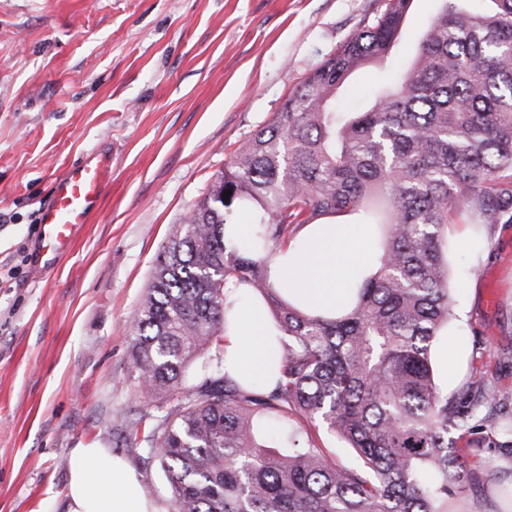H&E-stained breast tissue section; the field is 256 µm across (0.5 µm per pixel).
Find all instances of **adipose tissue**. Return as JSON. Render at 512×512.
Returning <instances> with one entry per match:
<instances>
[{"label": "adipose tissue", "instance_id": "obj_1", "mask_svg": "<svg viewBox=\"0 0 512 512\" xmlns=\"http://www.w3.org/2000/svg\"><path fill=\"white\" fill-rule=\"evenodd\" d=\"M378 233L369 224H310L270 263L282 292L311 313H341L357 284L373 270ZM224 371L241 385L274 387L282 349L265 303L237 297L224 326ZM66 491V512H159L147 500L136 473L108 448H75Z\"/></svg>", "mask_w": 512, "mask_h": 512}]
</instances>
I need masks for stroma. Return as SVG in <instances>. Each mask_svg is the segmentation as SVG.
I'll return each mask as SVG.
<instances>
[{
	"label": "stroma",
	"instance_id": "obj_1",
	"mask_svg": "<svg viewBox=\"0 0 512 512\" xmlns=\"http://www.w3.org/2000/svg\"><path fill=\"white\" fill-rule=\"evenodd\" d=\"M384 0H0V512H66L69 452L112 449L169 512L165 476L125 422L158 414L139 394L129 319L173 230L239 142L378 14ZM114 148L101 208L52 272L33 267L39 211L55 179ZM465 345L448 394L498 360L487 325L512 319V225L448 247ZM301 447L352 466V448L305 417ZM483 475L448 512H499Z\"/></svg>",
	"mask_w": 512,
	"mask_h": 512
}]
</instances>
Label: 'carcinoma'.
Returning <instances> with one entry per match:
<instances>
[{
    "label": "carcinoma",
    "instance_id": "1",
    "mask_svg": "<svg viewBox=\"0 0 512 512\" xmlns=\"http://www.w3.org/2000/svg\"><path fill=\"white\" fill-rule=\"evenodd\" d=\"M414 0L383 9L316 65L253 131L164 246L131 320V354L147 394L176 400L164 419L141 416L129 436L146 446L170 488L171 512H448L479 480L467 469L476 408L499 392L479 379L438 391L431 355L454 317L447 227L472 237L512 224V0H439L413 64L381 84L360 112L336 108L358 69L387 58ZM229 191L228 200L223 193ZM252 215L229 247L224 227ZM354 213L380 228L376 271L355 303L326 318L284 300L268 259L307 224ZM267 301L283 349L281 378L244 388L222 372L227 297ZM202 379L187 367L206 350ZM319 424L357 453L331 463L320 448L276 454L254 418L270 417L296 443L288 416ZM497 468L512 470V425Z\"/></svg>",
    "mask_w": 512,
    "mask_h": 512
}]
</instances>
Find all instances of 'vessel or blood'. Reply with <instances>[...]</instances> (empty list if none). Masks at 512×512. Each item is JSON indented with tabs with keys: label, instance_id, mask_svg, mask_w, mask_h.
I'll use <instances>...</instances> for the list:
<instances>
[{
	"label": "vessel or blood",
	"instance_id": "b4317fda",
	"mask_svg": "<svg viewBox=\"0 0 512 512\" xmlns=\"http://www.w3.org/2000/svg\"><path fill=\"white\" fill-rule=\"evenodd\" d=\"M111 171V153L94 150L55 181L41 211L37 268L53 269L69 252L79 227L99 209Z\"/></svg>",
	"mask_w": 512,
	"mask_h": 512
}]
</instances>
